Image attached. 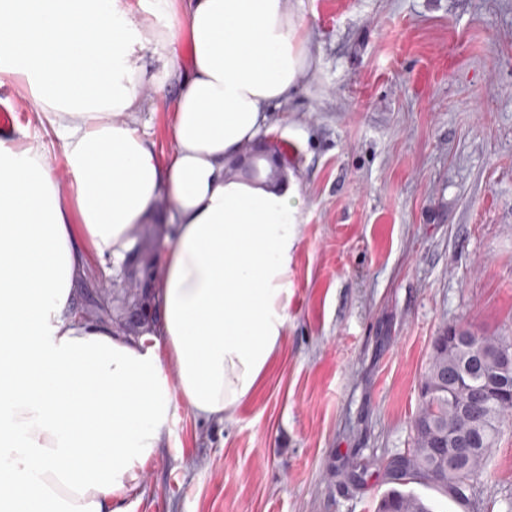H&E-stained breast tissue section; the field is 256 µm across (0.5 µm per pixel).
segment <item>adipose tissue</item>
<instances>
[{"instance_id": "adipose-tissue-1", "label": "adipose tissue", "mask_w": 512, "mask_h": 512, "mask_svg": "<svg viewBox=\"0 0 512 512\" xmlns=\"http://www.w3.org/2000/svg\"><path fill=\"white\" fill-rule=\"evenodd\" d=\"M310 65L288 0H0V74L53 135L0 141V512H117L176 403L220 418L255 392L286 329L298 205L229 166ZM172 84L161 154L139 115ZM163 200L159 320L129 336L78 319L87 257L125 262Z\"/></svg>"}]
</instances>
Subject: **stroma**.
<instances>
[{"label": "stroma", "mask_w": 512, "mask_h": 512, "mask_svg": "<svg viewBox=\"0 0 512 512\" xmlns=\"http://www.w3.org/2000/svg\"><path fill=\"white\" fill-rule=\"evenodd\" d=\"M313 59L267 134L299 201L286 333L232 416L178 405L124 512H375L446 324L512 338V0H290ZM0 139L40 132L0 79ZM98 258L74 285H110ZM369 463L363 482L346 473ZM438 512H512V422Z\"/></svg>", "instance_id": "1"}]
</instances>
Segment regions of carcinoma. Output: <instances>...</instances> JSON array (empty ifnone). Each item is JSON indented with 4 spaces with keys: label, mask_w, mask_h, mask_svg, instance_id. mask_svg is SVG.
<instances>
[{
    "label": "carcinoma",
    "mask_w": 512,
    "mask_h": 512,
    "mask_svg": "<svg viewBox=\"0 0 512 512\" xmlns=\"http://www.w3.org/2000/svg\"><path fill=\"white\" fill-rule=\"evenodd\" d=\"M252 179H277L267 158L252 161ZM502 336L446 324L435 336L413 420V448L393 457L387 474L394 487L376 512H435L431 502L404 486L427 480L453 496L478 483L512 416V379L497 381Z\"/></svg>",
    "instance_id": "obj_1"
}]
</instances>
